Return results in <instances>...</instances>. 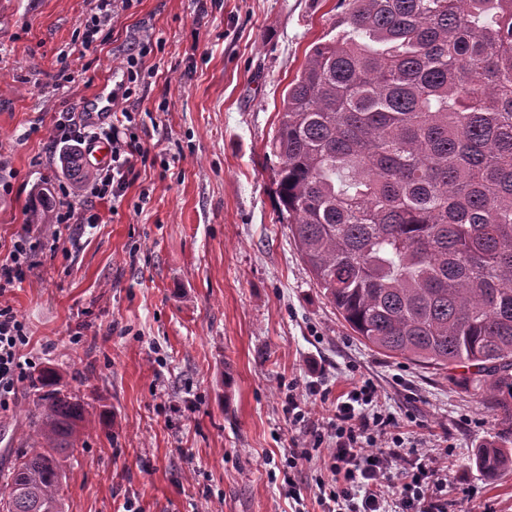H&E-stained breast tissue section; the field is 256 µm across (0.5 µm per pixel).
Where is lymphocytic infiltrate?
<instances>
[{
    "instance_id": "lymphocytic-infiltrate-1",
    "label": "lymphocytic infiltrate",
    "mask_w": 512,
    "mask_h": 512,
    "mask_svg": "<svg viewBox=\"0 0 512 512\" xmlns=\"http://www.w3.org/2000/svg\"><path fill=\"white\" fill-rule=\"evenodd\" d=\"M53 150L85 155L93 144H107L111 161L101 169L88 193L118 210L128 188V176L147 155L135 132V117L125 107H114L110 119L87 127L81 117L68 114L57 120ZM30 225L17 231L11 250L0 260V295L14 287L33 268ZM29 343L25 322L12 307L0 305V410L14 404L19 385L35 363L26 357ZM346 396L336 401L332 424L334 446L315 457L312 449L295 451L288 461L297 468L321 460L329 480H317L322 512H448V478L429 467L425 452L407 459L405 440L396 431L394 416L380 403L376 387L352 380Z\"/></svg>"
}]
</instances>
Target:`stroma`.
<instances>
[{"mask_svg": "<svg viewBox=\"0 0 512 512\" xmlns=\"http://www.w3.org/2000/svg\"><path fill=\"white\" fill-rule=\"evenodd\" d=\"M91 0H0V257L32 227L34 268L5 300L37 368L86 408L61 461L68 512H321L317 465L288 469L350 377L378 387L406 443L448 439V512H512V472L484 481L469 456L496 434L474 392L362 343L316 287L279 214L267 144L282 95L339 0H133L83 47ZM157 45L131 84L145 115L117 213L71 185L96 224H54L65 179L50 145L61 113L126 82L136 40ZM71 82L56 83L61 59ZM128 82V81H127ZM307 422H292L289 385ZM22 383L0 412V475L28 429ZM296 481L300 500L288 496Z\"/></svg>", "mask_w": 512, "mask_h": 512, "instance_id": "obj_1", "label": "stroma"}]
</instances>
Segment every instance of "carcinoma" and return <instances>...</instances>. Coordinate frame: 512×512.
I'll return each mask as SVG.
<instances>
[{
  "mask_svg": "<svg viewBox=\"0 0 512 512\" xmlns=\"http://www.w3.org/2000/svg\"><path fill=\"white\" fill-rule=\"evenodd\" d=\"M343 2L282 97L279 211L355 336L479 392L493 483L512 471V0ZM55 382L31 378L0 512H64L84 407Z\"/></svg>",
  "mask_w": 512,
  "mask_h": 512,
  "instance_id": "1",
  "label": "carcinoma"
}]
</instances>
